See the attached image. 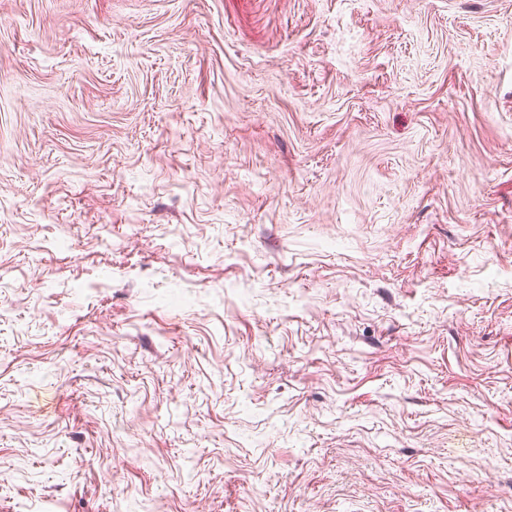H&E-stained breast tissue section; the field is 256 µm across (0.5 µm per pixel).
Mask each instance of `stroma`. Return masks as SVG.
<instances>
[{
	"mask_svg": "<svg viewBox=\"0 0 512 512\" xmlns=\"http://www.w3.org/2000/svg\"><path fill=\"white\" fill-rule=\"evenodd\" d=\"M0 512H512V0H0Z\"/></svg>",
	"mask_w": 512,
	"mask_h": 512,
	"instance_id": "stroma-1",
	"label": "stroma"
}]
</instances>
